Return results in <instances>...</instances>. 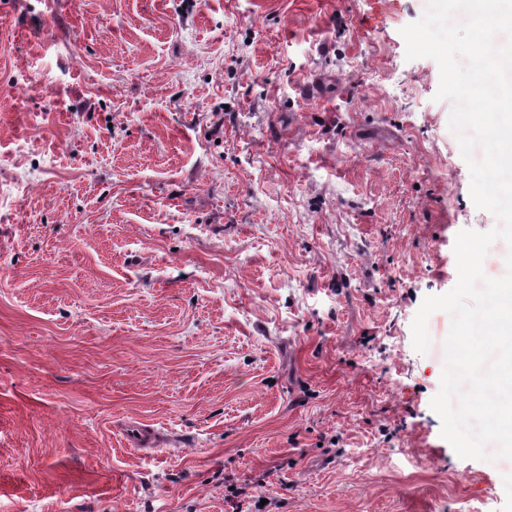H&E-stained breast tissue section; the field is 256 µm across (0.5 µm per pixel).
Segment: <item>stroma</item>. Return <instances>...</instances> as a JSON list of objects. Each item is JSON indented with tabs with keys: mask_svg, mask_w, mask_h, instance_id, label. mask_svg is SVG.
I'll list each match as a JSON object with an SVG mask.
<instances>
[{
	"mask_svg": "<svg viewBox=\"0 0 512 512\" xmlns=\"http://www.w3.org/2000/svg\"><path fill=\"white\" fill-rule=\"evenodd\" d=\"M427 6L0 0V512H512L412 345L499 225Z\"/></svg>",
	"mask_w": 512,
	"mask_h": 512,
	"instance_id": "1",
	"label": "stroma"
}]
</instances>
